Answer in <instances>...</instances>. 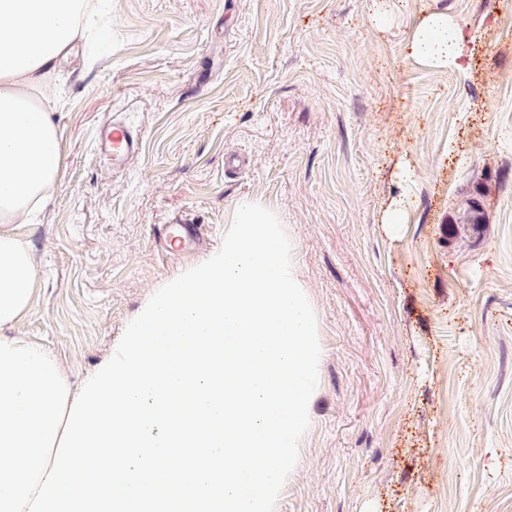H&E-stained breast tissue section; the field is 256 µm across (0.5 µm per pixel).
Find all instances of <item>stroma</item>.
Wrapping results in <instances>:
<instances>
[{
	"mask_svg": "<svg viewBox=\"0 0 512 512\" xmlns=\"http://www.w3.org/2000/svg\"><path fill=\"white\" fill-rule=\"evenodd\" d=\"M438 12L467 37L459 66L409 50ZM99 27L111 49L80 42L47 91L62 185L19 227L40 284L21 334L80 384L206 255L165 256L155 225L215 247L256 199L319 346L277 512H512V0H112ZM115 118L142 142L119 172L95 146ZM469 199L481 223H461Z\"/></svg>",
	"mask_w": 512,
	"mask_h": 512,
	"instance_id": "obj_1",
	"label": "stroma"
}]
</instances>
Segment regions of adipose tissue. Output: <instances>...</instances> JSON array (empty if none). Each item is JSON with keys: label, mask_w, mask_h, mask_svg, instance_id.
Segmentation results:
<instances>
[{"label": "adipose tissue", "mask_w": 512, "mask_h": 512, "mask_svg": "<svg viewBox=\"0 0 512 512\" xmlns=\"http://www.w3.org/2000/svg\"><path fill=\"white\" fill-rule=\"evenodd\" d=\"M104 0H0V512H274L309 425L318 350L277 215L239 199L224 244L154 289L109 362L72 388L17 330L39 284L17 233L59 186L40 89ZM426 17L413 52L458 62Z\"/></svg>", "instance_id": "1"}]
</instances>
